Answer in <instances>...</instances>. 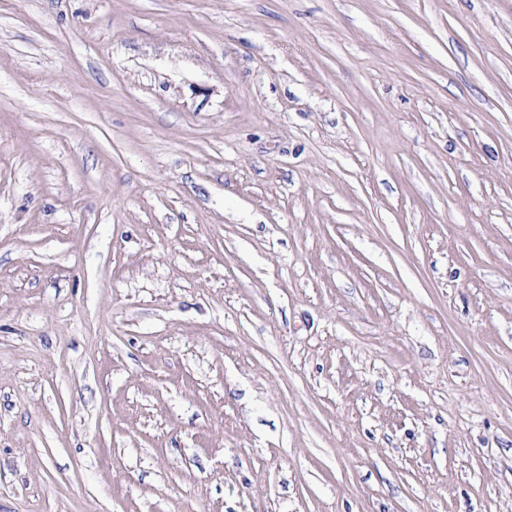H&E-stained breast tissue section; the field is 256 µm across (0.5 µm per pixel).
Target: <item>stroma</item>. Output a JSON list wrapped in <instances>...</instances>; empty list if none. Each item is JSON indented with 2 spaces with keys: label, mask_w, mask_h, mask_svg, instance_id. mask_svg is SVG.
<instances>
[{
  "label": "stroma",
  "mask_w": 512,
  "mask_h": 512,
  "mask_svg": "<svg viewBox=\"0 0 512 512\" xmlns=\"http://www.w3.org/2000/svg\"><path fill=\"white\" fill-rule=\"evenodd\" d=\"M0 512H512V0H0Z\"/></svg>",
  "instance_id": "1"
}]
</instances>
